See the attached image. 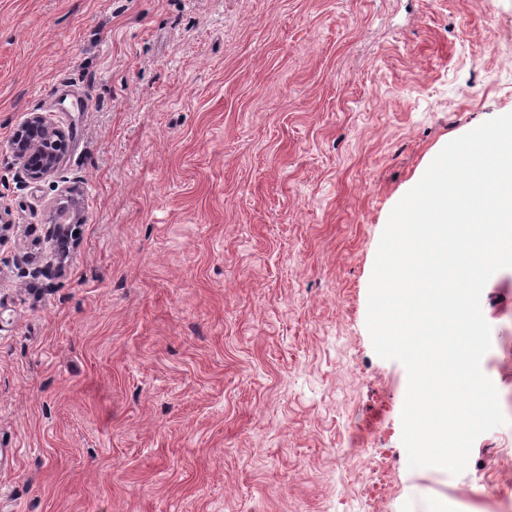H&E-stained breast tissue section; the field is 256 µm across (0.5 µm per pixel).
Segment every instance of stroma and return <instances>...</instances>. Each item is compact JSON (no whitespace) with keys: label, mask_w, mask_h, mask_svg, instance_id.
I'll list each match as a JSON object with an SVG mask.
<instances>
[{"label":"stroma","mask_w":512,"mask_h":512,"mask_svg":"<svg viewBox=\"0 0 512 512\" xmlns=\"http://www.w3.org/2000/svg\"><path fill=\"white\" fill-rule=\"evenodd\" d=\"M32 112L72 135L37 182ZM507 113L512 0H0V512H497L512 268L456 476L409 468L366 315L393 207Z\"/></svg>","instance_id":"1"}]
</instances>
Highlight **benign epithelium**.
<instances>
[{
    "label": "benign epithelium",
    "mask_w": 512,
    "mask_h": 512,
    "mask_svg": "<svg viewBox=\"0 0 512 512\" xmlns=\"http://www.w3.org/2000/svg\"><path fill=\"white\" fill-rule=\"evenodd\" d=\"M67 148L65 132L39 112L30 113L11 139L12 155L32 181L56 169Z\"/></svg>",
    "instance_id": "obj_1"
}]
</instances>
